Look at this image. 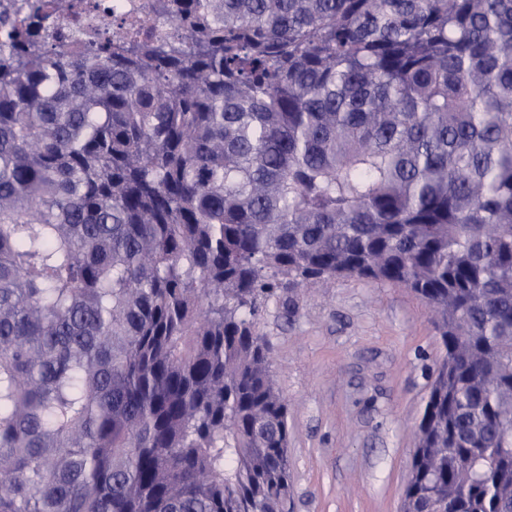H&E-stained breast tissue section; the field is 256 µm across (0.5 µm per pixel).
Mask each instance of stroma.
I'll use <instances>...</instances> for the list:
<instances>
[{
    "mask_svg": "<svg viewBox=\"0 0 512 512\" xmlns=\"http://www.w3.org/2000/svg\"><path fill=\"white\" fill-rule=\"evenodd\" d=\"M294 303L272 299L260 320L288 404L290 512H399L444 353L428 307L355 277Z\"/></svg>",
    "mask_w": 512,
    "mask_h": 512,
    "instance_id": "stroma-1",
    "label": "stroma"
}]
</instances>
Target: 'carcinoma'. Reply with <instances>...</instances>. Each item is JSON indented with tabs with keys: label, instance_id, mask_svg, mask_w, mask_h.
Wrapping results in <instances>:
<instances>
[{
	"label": "carcinoma",
	"instance_id": "obj_1",
	"mask_svg": "<svg viewBox=\"0 0 512 512\" xmlns=\"http://www.w3.org/2000/svg\"><path fill=\"white\" fill-rule=\"evenodd\" d=\"M0 18V512H288L259 321L402 286L445 350L401 512H512V0ZM83 10L77 21L85 27L106 28L112 26L113 17L122 18L131 33H145L150 24L159 28L153 12L155 0H77Z\"/></svg>",
	"mask_w": 512,
	"mask_h": 512
}]
</instances>
